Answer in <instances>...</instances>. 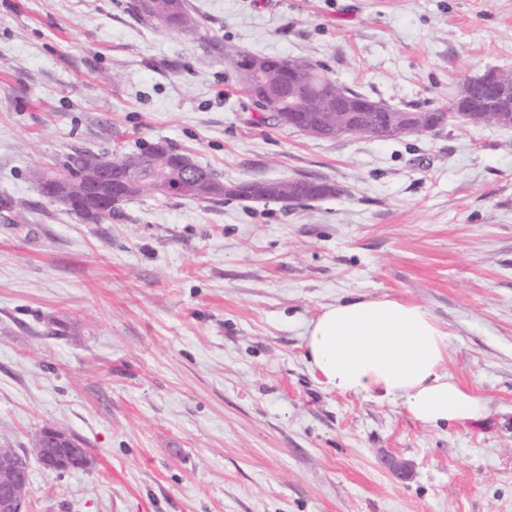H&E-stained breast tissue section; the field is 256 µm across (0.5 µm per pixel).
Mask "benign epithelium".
<instances>
[{"mask_svg": "<svg viewBox=\"0 0 512 512\" xmlns=\"http://www.w3.org/2000/svg\"><path fill=\"white\" fill-rule=\"evenodd\" d=\"M491 70L466 79L457 95L448 103L446 112H430L425 124L410 113L394 118L387 115L380 120L374 112H348L339 105L336 113V129L346 135L368 134L378 139L390 138L400 131L407 134H423L443 127L454 120L464 121L472 117L485 119V113H495L494 122L501 126H512V85L490 77ZM288 121L312 137L320 138L328 131V122L323 116L302 117L292 111ZM163 158H154L151 186L160 196L194 197L204 192L217 193L222 187L198 175L192 160L186 158L183 165L187 173L181 184H168L163 176ZM41 191L65 208L80 209L83 206L84 184L68 173L46 171L39 182ZM41 465L50 472L83 469L90 464V455L76 438L57 427H45L35 439ZM28 464L24 457L14 451L0 449V512H23V506L31 494L27 482Z\"/></svg>", "mask_w": 512, "mask_h": 512, "instance_id": "1", "label": "benign epithelium"}]
</instances>
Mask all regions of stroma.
I'll list each match as a JSON object with an SVG mask.
<instances>
[{"instance_id":"stroma-1","label":"stroma","mask_w":512,"mask_h":512,"mask_svg":"<svg viewBox=\"0 0 512 512\" xmlns=\"http://www.w3.org/2000/svg\"><path fill=\"white\" fill-rule=\"evenodd\" d=\"M186 6L183 34L134 0H0V446L27 456L24 512H512V128L315 138L258 122L227 64L304 60L431 110L512 70V0ZM156 144L228 185L341 191L146 195L88 224L29 173ZM353 292L428 310L489 418L435 428L323 390L306 329ZM48 426L88 448L87 469H43Z\"/></svg>"}]
</instances>
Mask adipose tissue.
I'll list each match as a JSON object with an SVG mask.
<instances>
[{
  "label": "adipose tissue",
  "mask_w": 512,
  "mask_h": 512,
  "mask_svg": "<svg viewBox=\"0 0 512 512\" xmlns=\"http://www.w3.org/2000/svg\"><path fill=\"white\" fill-rule=\"evenodd\" d=\"M305 348L325 391L398 400L433 427L476 423L490 413L488 402L447 369L448 335L422 306L352 294L309 324Z\"/></svg>",
  "instance_id": "adipose-tissue-1"
}]
</instances>
